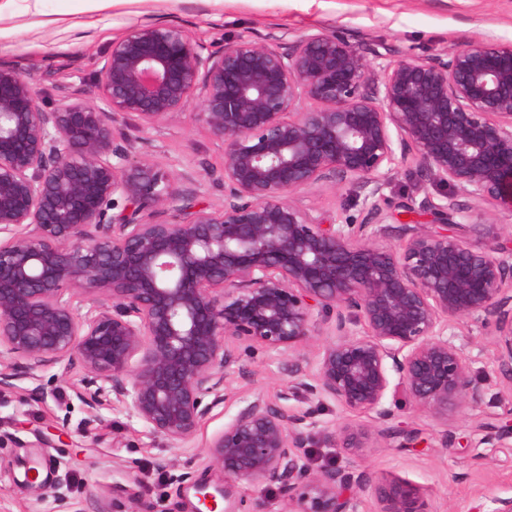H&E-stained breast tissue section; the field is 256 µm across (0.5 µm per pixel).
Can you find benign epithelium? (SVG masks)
Wrapping results in <instances>:
<instances>
[{
  "instance_id": "7a95c632",
  "label": "benign epithelium",
  "mask_w": 512,
  "mask_h": 512,
  "mask_svg": "<svg viewBox=\"0 0 512 512\" xmlns=\"http://www.w3.org/2000/svg\"><path fill=\"white\" fill-rule=\"evenodd\" d=\"M95 86V102L47 108L0 65V390L30 380L43 399L40 367L62 380L79 367L89 414L126 408L183 448L224 403L230 342L292 356L327 329L313 373L291 364L279 400L257 396L213 436L210 463L278 490L292 512H357L366 496L379 512H424L405 480L314 468L317 432L280 401L330 399L381 425L398 394L437 418L477 405L484 389L448 333L464 319L492 328L512 391V246L460 200L512 213V42L375 69L334 34H241L212 50L177 25L140 23L112 41ZM192 103L223 148L221 207L185 187L194 173L132 156L119 132L168 125ZM408 163L453 191L388 200ZM350 180L361 224L298 199ZM169 209L174 220L155 219ZM403 211L430 223L401 224ZM326 438L353 451L363 434ZM508 438L487 426L482 443Z\"/></svg>"
}]
</instances>
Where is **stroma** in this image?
<instances>
[{
  "label": "stroma",
  "instance_id": "stroma-1",
  "mask_svg": "<svg viewBox=\"0 0 512 512\" xmlns=\"http://www.w3.org/2000/svg\"><path fill=\"white\" fill-rule=\"evenodd\" d=\"M67 12L74 27L42 26V19ZM137 23L176 24L193 39L219 46L237 35L257 41L315 32L343 35L351 44L384 49L388 59L430 60L470 44L512 41V0H125L108 9H92L87 0H13L0 14V65L20 71L41 93V102L60 103L71 90L96 97V60L112 40ZM188 107L172 124L140 129L123 125L124 135L163 167L192 170L200 201L224 203L223 149ZM443 186L425 172L402 165L387 190L394 200L409 195L438 196ZM318 212L339 213L362 223L365 213L357 184H326L302 194ZM473 376L485 396L441 420L399 402L391 428L417 434L414 448L372 433L373 418L346 410L331 400L292 398L284 407L307 415L315 430L334 431L350 424L366 431L363 448L345 452L320 441L312 448L315 465L335 464L356 476L382 483L408 481L423 493L427 512H492L497 498H512V447L482 444V424L512 428V391L505 389L496 360L493 333L475 322L453 326ZM223 404L206 417L194 442L170 447L148 434L129 410L103 408L89 418L71 385L45 367L42 380L53 395L37 399L22 380L0 391V512H56L53 497L40 496L24 484L25 471L39 463L42 480L57 484L70 512H130L134 503H150L154 512H198L196 492L182 484L191 474L198 484L228 487L236 512H248L258 489L247 482L225 483L207 457L209 439L221 432L256 394L276 399L291 379L287 359L259 346L240 343ZM452 441L455 452L442 448Z\"/></svg>",
  "mask_w": 512,
  "mask_h": 512
}]
</instances>
